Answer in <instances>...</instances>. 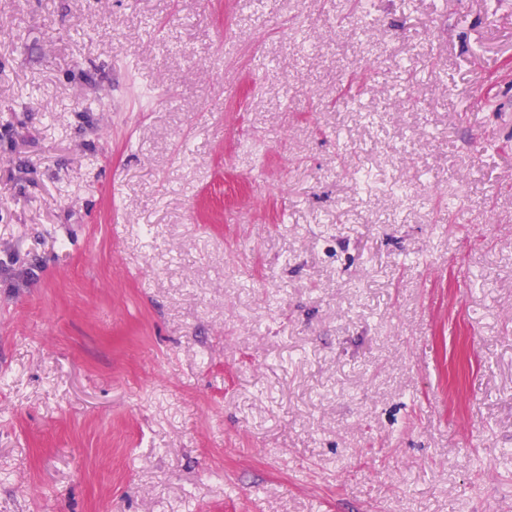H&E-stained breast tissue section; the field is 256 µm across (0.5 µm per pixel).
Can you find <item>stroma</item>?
Segmentation results:
<instances>
[{
  "label": "stroma",
  "instance_id": "35a3bbf8",
  "mask_svg": "<svg viewBox=\"0 0 512 512\" xmlns=\"http://www.w3.org/2000/svg\"><path fill=\"white\" fill-rule=\"evenodd\" d=\"M349 5L0 0V512H512V0Z\"/></svg>",
  "mask_w": 512,
  "mask_h": 512
}]
</instances>
